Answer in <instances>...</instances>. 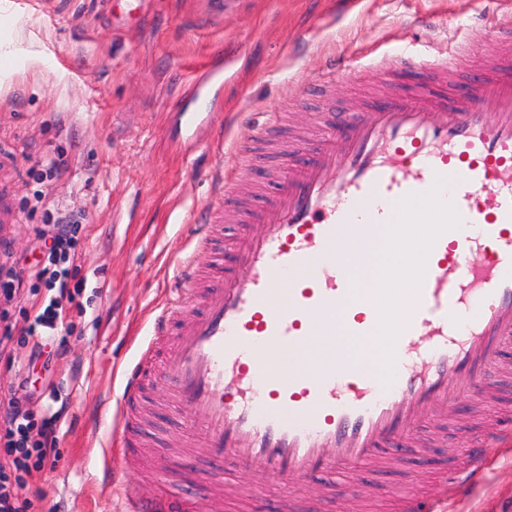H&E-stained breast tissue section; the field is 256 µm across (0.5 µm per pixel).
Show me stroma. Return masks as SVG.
<instances>
[{
	"mask_svg": "<svg viewBox=\"0 0 512 512\" xmlns=\"http://www.w3.org/2000/svg\"><path fill=\"white\" fill-rule=\"evenodd\" d=\"M477 9L476 0H0V45L14 58L0 67V227L20 275L43 259L35 232L46 214L84 216L78 257L67 265L70 282L83 286L82 309L70 312L67 351L26 407L37 420L61 415V459L29 482L40 512H128L121 485L152 494L163 469L191 471L181 490L193 512H210L207 488L219 476L292 500L295 512H400V489L423 500L441 493L448 463L409 452L390 472L339 462L330 475L281 483L257 468L178 458L192 419L172 407L156 367L146 370L132 408L145 430L133 468L114 464L112 414L180 254L194 252L207 268L216 263L199 227L232 188L238 160L226 144L277 116L315 143L325 136L322 113L369 117L387 95L425 77L377 69L378 56L400 50L428 56L469 45L454 78L458 96L468 95L493 45ZM333 59L348 74L329 84ZM201 97L207 112L185 127L183 111ZM58 161L62 174L49 177ZM34 313L28 302L9 308L12 355H0V397L28 370ZM505 389L482 406L463 399L448 417L456 462L469 447L492 468L447 512H512V447L487 433L512 422V383ZM362 470L368 489L321 500L328 480Z\"/></svg>",
	"mask_w": 512,
	"mask_h": 512,
	"instance_id": "stroma-1",
	"label": "stroma"
}]
</instances>
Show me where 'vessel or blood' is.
<instances>
[{
    "mask_svg": "<svg viewBox=\"0 0 512 512\" xmlns=\"http://www.w3.org/2000/svg\"><path fill=\"white\" fill-rule=\"evenodd\" d=\"M494 27L500 48L469 98L445 84L452 54L386 56L385 69L416 65L442 88L421 83L368 121L331 114L348 126L343 141L328 137L316 153L301 142L307 160L268 173L276 195L225 211L243 227L234 267L215 280L193 256L180 260L123 395L163 346L169 399L199 418L184 454L260 467L273 481L327 474L339 460L391 469L422 407L438 405L442 423L458 395L485 394L512 339V16ZM396 224L428 232L401 249L407 296L383 323L393 291L380 280L363 298L357 284L366 253ZM347 239L362 255L342 252ZM383 332L377 364L340 371L326 358L329 337ZM484 471L467 460L455 493ZM159 482L151 498L127 490L129 512H180L179 480Z\"/></svg>",
    "mask_w": 512,
    "mask_h": 512,
    "instance_id": "1",
    "label": "vessel or blood"
}]
</instances>
